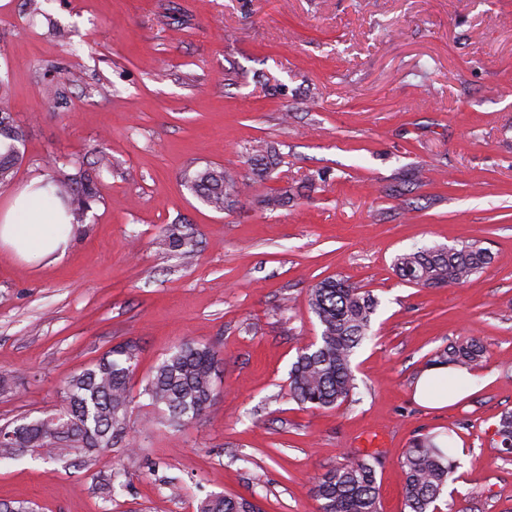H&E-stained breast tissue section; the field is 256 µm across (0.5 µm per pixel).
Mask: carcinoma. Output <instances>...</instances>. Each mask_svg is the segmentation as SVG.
<instances>
[{
    "label": "carcinoma",
    "mask_w": 512,
    "mask_h": 512,
    "mask_svg": "<svg viewBox=\"0 0 512 512\" xmlns=\"http://www.w3.org/2000/svg\"><path fill=\"white\" fill-rule=\"evenodd\" d=\"M24 137L8 103L0 97V184L12 179ZM245 151L258 181L279 164L276 149L265 141L250 142ZM47 183L53 188L52 195L73 215L75 224L82 223L99 198L96 182L85 170L54 175ZM185 185L217 213L230 210L245 189L235 172L221 166L187 171ZM260 203L267 210H276L288 203V190L267 194ZM161 236L167 250L183 260H192L199 253V241L190 224H167ZM489 260L488 250L480 241L471 240L448 249L413 247L397 254L393 266L408 282L433 288L463 283L481 272ZM308 304L321 333L319 340L299 350L289 372V396L303 407L329 410L347 401L357 389L352 358L372 336V316L378 301L354 283L327 278L309 289ZM485 353L483 343L471 338L437 350L429 366L465 370L474 381L479 378L478 368ZM220 363L213 347L185 342L155 368L141 395L147 396L172 426L199 420L215 402ZM136 366L134 346L109 350L65 382L56 411L0 428V459H15L26 452L53 459L65 449L91 456L117 447L130 429V380ZM495 435L501 451L511 455L512 411L501 416ZM456 436L455 428L448 427L413 439L405 449L403 489L409 512H434L436 502L460 467ZM380 465L374 454L346 457L317 478L314 493L320 512H379ZM121 477L117 469L99 476L101 493L109 499L115 496L123 488ZM198 512H256V508L244 498L211 494L201 501Z\"/></svg>",
    "instance_id": "obj_1"
}]
</instances>
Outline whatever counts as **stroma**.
Wrapping results in <instances>:
<instances>
[{"label": "stroma", "mask_w": 512, "mask_h": 512, "mask_svg": "<svg viewBox=\"0 0 512 512\" xmlns=\"http://www.w3.org/2000/svg\"><path fill=\"white\" fill-rule=\"evenodd\" d=\"M0 0V92L25 129L14 192L95 168L99 199L65 256L28 264L0 248V427L41 417L61 388L120 344L138 364L129 438L88 459L0 462V503L38 512H197L227 493L261 512H319L316 477L373 439L381 512H407L403 452L455 428L462 465L441 512H512V457L496 445L512 410V0ZM282 162L217 213L183 183L243 148ZM325 179L308 187L311 175ZM290 187L287 206L262 197ZM186 221L185 264L159 244ZM478 239L491 262L461 285L419 288L393 266L411 245ZM343 278L379 301L357 349L359 388L332 410L297 405L288 373L321 332L307 295ZM465 337L487 354L480 385L445 408L414 385ZM223 359L207 416L143 427L141 394L180 344ZM120 469L104 499L98 477ZM162 243L182 260H193L199 253V241L192 224H167L161 230Z\"/></svg>", "instance_id": "stroma-1"}]
</instances>
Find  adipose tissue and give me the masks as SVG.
<instances>
[{
	"instance_id": "1",
	"label": "adipose tissue",
	"mask_w": 512,
	"mask_h": 512,
	"mask_svg": "<svg viewBox=\"0 0 512 512\" xmlns=\"http://www.w3.org/2000/svg\"><path fill=\"white\" fill-rule=\"evenodd\" d=\"M72 218L50 193L49 185L36 180L19 191L0 213V245L30 263L49 257H63L72 233ZM463 371L435 366L425 370L416 398L430 406L443 407L461 399Z\"/></svg>"
}]
</instances>
